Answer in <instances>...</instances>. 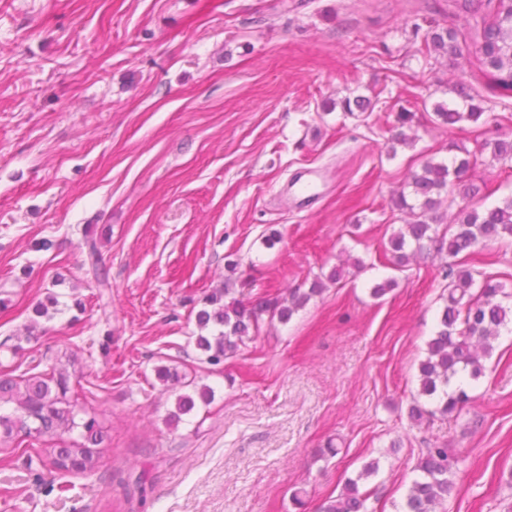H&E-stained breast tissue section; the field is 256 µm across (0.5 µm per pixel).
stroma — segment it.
I'll use <instances>...</instances> for the list:
<instances>
[{"mask_svg":"<svg viewBox=\"0 0 512 512\" xmlns=\"http://www.w3.org/2000/svg\"><path fill=\"white\" fill-rule=\"evenodd\" d=\"M488 0H0V372L71 354V400L111 446L90 476L0 448V512H319L347 480L366 512H401L422 449L459 458L435 512H512V330L472 400L415 423L419 364L448 284L434 250L382 262L410 215L392 198L427 159L468 150L455 205L512 196L483 143L512 137V94L483 75ZM454 28L461 60L428 47ZM362 98L367 110L346 111ZM479 107L449 126L436 105ZM408 113L400 123V113ZM306 167L308 210L280 188ZM94 238L110 288L83 264ZM342 266L340 282L213 366L196 313L231 284L246 303ZM512 289V240L465 262ZM396 282L382 298L372 287ZM178 366L213 389L173 420ZM335 445L336 457L321 448ZM375 473L362 477L369 462ZM147 471L143 500L122 478ZM306 491L294 507L293 489ZM306 180L301 188L300 197L294 207L306 210L313 204L312 198L319 194L320 169L313 167L306 170Z\"/></svg>","mask_w":512,"mask_h":512,"instance_id":"obj_1","label":"stroma"}]
</instances>
